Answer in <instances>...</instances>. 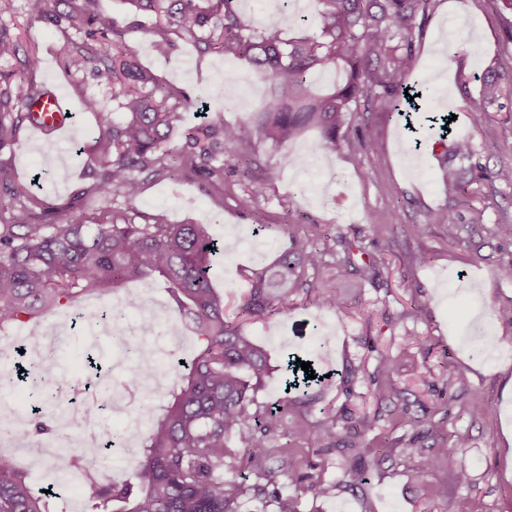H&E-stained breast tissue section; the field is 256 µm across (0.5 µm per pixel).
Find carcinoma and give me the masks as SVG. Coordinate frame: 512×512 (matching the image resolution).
I'll list each match as a JSON object with an SVG mask.
<instances>
[{"label": "carcinoma", "mask_w": 512, "mask_h": 512, "mask_svg": "<svg viewBox=\"0 0 512 512\" xmlns=\"http://www.w3.org/2000/svg\"><path fill=\"white\" fill-rule=\"evenodd\" d=\"M95 0H26L28 14L73 32L67 39L63 64L74 76L102 78L112 85V101L120 116L106 110L92 95L83 100L84 111L94 114L96 131L89 153L82 158L91 186L78 190L69 204L58 209L33 194L0 159V333L26 327L28 356L43 360L42 317L71 306L82 296L113 294L131 280H164L173 308L199 340L197 354L184 373L176 374L169 390L166 414L141 434V448L133 460L134 478L117 481L105 474L106 449L82 445L57 454L51 470L60 480L79 474L89 485L86 512H241L246 499L257 500L273 512H300L299 500L309 494L325 498L340 485L308 481L300 461L280 453L277 466L268 462L273 442L286 440L291 448L302 428H285L281 418L300 407L320 402V380H296L300 368L294 354L286 356L284 397L265 405L258 401L269 373L266 349L245 332V325L288 312L290 297L313 287L310 277L325 265L327 248L319 247L297 225H281L290 247L273 264L248 275L250 288L234 311L224 306L212 286L209 271L217 242L202 224H170L158 212L143 224L105 205L91 218L83 215L89 194L135 199L141 176L180 181L192 178L224 194V153L245 157L254 135L275 143L294 137L305 126L320 129V148H336L339 130L351 120L352 103L371 97L382 112L397 110L404 96V79L417 65L409 34L418 14H426L431 0H317L319 34L298 42L282 38L283 26L301 18L285 11L280 20L256 29L245 18L238 0H124L129 13L151 21V47L159 55L175 48L174 38L194 40L202 53L219 52L245 62L271 85L260 124L226 125L219 112L204 109V97L166 87L143 67L126 46L112 16L94 10ZM68 10H60V5ZM12 57L15 66L0 71V148L17 132L32 125L33 107L47 89L27 77L39 63L34 46L0 23V57ZM336 69L345 80L330 92L308 94L313 76ZM506 95L495 76L481 77L480 104L474 119ZM184 112L200 122L187 126L181 140H172L175 122ZM453 155L472 161L476 150L468 139L453 143ZM467 170L448 167L444 183L451 196H462ZM337 243L346 253L338 273L371 281L376 264L353 263L357 241L343 236ZM322 306L342 312V294L321 291ZM407 354L377 353L371 383L378 404L390 402V417L410 422L403 390L392 375ZM156 367L144 362L129 370L128 380L141 390L153 387ZM381 410L362 415L358 429L340 423L348 417L323 411L319 433L330 440L326 451L349 458L354 484H361L392 456L419 457L422 466L448 455L446 448H401L396 443L373 445L367 440L381 420ZM54 419L37 413L28 420L34 436L53 432ZM243 449L248 473L224 476L229 444ZM297 490L284 496L281 487ZM0 512H58L51 498L35 491L26 475L9 458L0 456Z\"/></svg>", "instance_id": "obj_1"}]
</instances>
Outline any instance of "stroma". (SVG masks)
Listing matches in <instances>:
<instances>
[{
	"instance_id": "35a3bbf8",
	"label": "stroma",
	"mask_w": 512,
	"mask_h": 512,
	"mask_svg": "<svg viewBox=\"0 0 512 512\" xmlns=\"http://www.w3.org/2000/svg\"><path fill=\"white\" fill-rule=\"evenodd\" d=\"M25 2L0 0V21L16 24L23 45L37 46L41 61L33 77L59 92L71 119L67 130L49 138L21 129L16 144L1 149L0 157L8 159L19 180L38 182L41 198L62 207L76 190L91 184L75 156L77 146L90 141L95 130L83 98L96 95L111 111L116 105L105 83L64 74L66 34L51 24L28 21ZM96 7L112 15L124 43L164 85L204 96L224 81L227 71H235L238 83L215 99L213 108L225 123L257 124L269 84L244 63L216 52L200 53L184 39L177 40L170 55H157L150 34L133 22L122 0H96ZM411 34L420 59L411 78L425 82L428 105L457 114V134L472 140L488 169L512 166V121L505 118L512 112V94L504 99V111L487 112L485 120L474 121L469 111L479 97L480 75H499L512 91V9L503 0H431L427 16L416 19ZM353 109L351 128L341 130L336 149L320 153L323 171L306 188L294 182L290 159L315 150L322 139L315 128L282 144L254 138L248 176L225 158L223 195L211 194L197 182L145 178L138 198L125 209L141 216L162 211L174 224L210 225L214 238L229 248L217 255L210 272L228 302L247 291V270L272 263L285 248L287 237L276 232V225H299L303 233L328 243L340 235L358 240L355 263L376 260L379 275L375 282L350 290L346 319L319 307L312 289L291 301L287 313L245 327L247 335L265 345L271 360L305 349L319 369L334 371L325 391L332 408L348 406L357 417L373 409L367 375L375 370L376 356L368 345L384 349L403 344L407 336H422L419 348L393 376L407 391L412 421L398 425L383 417L372 436L407 440L417 434V421L431 417L443 423L442 434L450 444L447 458L430 468L415 459L395 458L353 489L346 457L325 453L326 442L317 434L320 408L297 411L283 424L304 429L295 452L306 472L345 486L327 499L302 497L301 512H439L449 496L458 512H512V316L505 313L512 306V281L500 275L502 265L512 263V239L494 232L500 221L512 222V187L475 184L468 198L458 201L442 181L453 160L451 141L440 144L428 135L417 148L402 122L380 112L375 103L362 98ZM360 131L366 135L362 144L356 139ZM258 184L263 190L255 208L240 210L237 196ZM476 212L482 215L478 224L470 221ZM447 221L459 225L460 242H449L443 228ZM260 224L265 227L261 233L256 230ZM422 253L429 255V263L418 262ZM119 295L127 302L147 297L161 303L148 335L138 339L139 358L128 357L112 336L81 320L67 326L42 374L49 384L61 379L89 382L99 392L105 384H122L137 360L152 361L157 375L149 399L155 414H162L174 367L178 359L193 358L198 340L181 331L183 348L174 352L167 327L178 314L161 282L134 281ZM480 330L494 336L495 344L477 356L466 342ZM352 366L364 367L366 377L347 381L344 373ZM456 367L465 371L468 384L451 390L446 378ZM475 398L488 415L472 416ZM17 429L10 456L31 484L54 493L62 512H84L87 484L77 476L57 482L49 455L32 454L44 446L51 453L73 447L78 428L68 423L37 437L26 434L25 423ZM461 433L467 443L458 448L454 442ZM462 470L470 476L469 485L455 482Z\"/></svg>"
}]
</instances>
